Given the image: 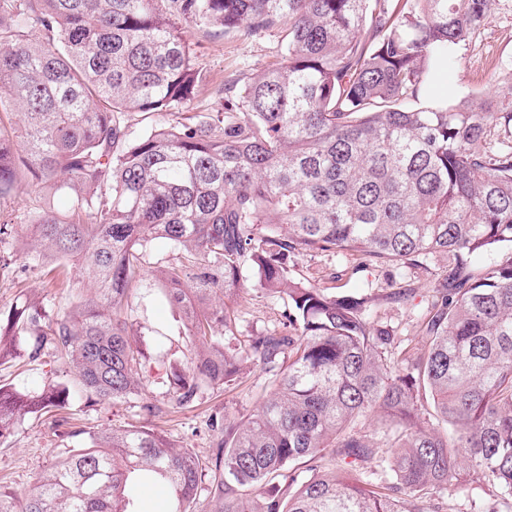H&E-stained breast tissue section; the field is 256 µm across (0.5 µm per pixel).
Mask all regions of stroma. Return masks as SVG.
I'll return each mask as SVG.
<instances>
[{"label":"stroma","instance_id":"35a3bbf8","mask_svg":"<svg viewBox=\"0 0 512 512\" xmlns=\"http://www.w3.org/2000/svg\"><path fill=\"white\" fill-rule=\"evenodd\" d=\"M195 52V63L202 74L189 112H217L224 107V87L235 81L243 83L252 74L280 62L284 41L281 31L257 34L225 35L214 30L188 26ZM512 65V0H500L490 23L456 51V62L444 73L441 83H430V90H442L445 96H471L481 99L500 94L501 68ZM295 275L301 282L333 294L350 293L367 298L375 321L387 326L397 349L418 348L426 343L420 317L436 299L435 285L445 274V258L428 260L423 267L397 269L382 266L351 255L308 254L298 257ZM408 285L413 290L409 300L391 303L387 295L392 285ZM56 300L66 306L75 294L54 287L50 275L28 271L20 284H0V310L5 311L23 300ZM286 301L245 282L230 307L236 316L232 345L246 347L252 337L280 327ZM131 319L141 328L143 342L161 337L165 349L175 360H182L186 349L182 315L163 294H156L148 304L133 308ZM69 377V368L52 350L40 359L27 356L5 360L0 364V384L43 385L60 383ZM271 377L256 364H248L236 385L227 390H205L195 407L178 409L154 418L145 416L139 400L132 399L102 407L77 400L69 409L67 424L53 417L25 416L12 435L0 442V492L18 495L27 492L36 478L55 462L66 458L72 449L81 447L79 430L145 426L163 433L178 448L187 449L199 458H210L215 435L210 428L212 417L242 419L252 413L268 392ZM433 503L440 512H490L496 504L495 490L477 476L464 478L448 488L435 490Z\"/></svg>","mask_w":512,"mask_h":512}]
</instances>
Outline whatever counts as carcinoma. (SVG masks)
Wrapping results in <instances>:
<instances>
[{
	"instance_id": "1",
	"label": "carcinoma",
	"mask_w": 512,
	"mask_h": 512,
	"mask_svg": "<svg viewBox=\"0 0 512 512\" xmlns=\"http://www.w3.org/2000/svg\"><path fill=\"white\" fill-rule=\"evenodd\" d=\"M159 2L0 0V108L18 117L0 116V200L37 187L60 200L0 221V278L23 240L25 266L72 263L91 289L69 307L0 311V362L15 351L5 338L23 336L30 360L52 349L73 368L63 384L0 385V440L76 397H142L148 361L175 409L234 385L249 360L272 389L246 420L213 419L207 462L144 426L77 431L86 447L23 497L0 492V512H141L136 492L155 483L172 491L167 512H196L208 471L212 512H433L428 491L468 472L512 509V69L480 104L422 95L497 0ZM190 24L280 29L282 61L224 111L184 117L200 81ZM130 110L173 122L131 139ZM156 240L172 258L145 284ZM312 252L408 269L452 257L423 321L427 349L393 356L367 299L296 280L294 258ZM247 269L288 305L282 331L239 351L224 343V299ZM135 284L182 309L184 362L132 345ZM425 400L444 433L417 424ZM371 414L398 426L385 458L362 431ZM327 454L336 469H322ZM300 461L311 477L282 475Z\"/></svg>"
}]
</instances>
